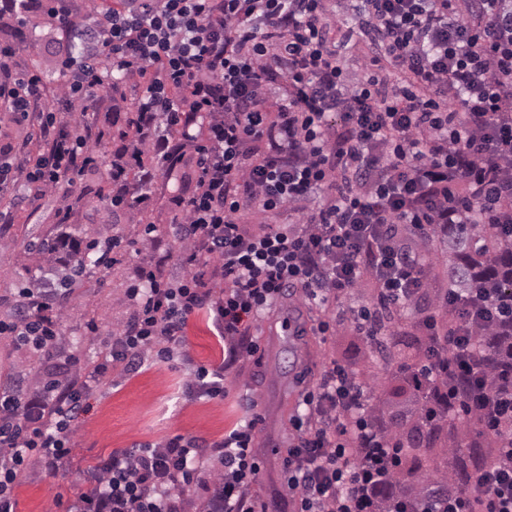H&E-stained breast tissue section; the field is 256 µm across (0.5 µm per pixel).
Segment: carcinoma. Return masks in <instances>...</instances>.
<instances>
[{
	"mask_svg": "<svg viewBox=\"0 0 512 512\" xmlns=\"http://www.w3.org/2000/svg\"><path fill=\"white\" fill-rule=\"evenodd\" d=\"M434 236L433 241L424 240V245L434 242L448 253V287L459 292L476 287L492 288L512 296V236L498 232L492 224H438ZM375 325L380 342L388 350L385 362L398 367L395 379L400 381V386L396 391H413L406 372L425 354L424 344L411 336L397 350L388 345L394 315L385 305L377 311ZM478 342L489 380L495 385L502 368L512 369V319L506 318L487 329L478 337ZM387 416L381 432L403 449L404 456L402 469L381 492L385 507L394 498L407 499L417 505L429 495L444 496L458 490L470 476L468 463L477 458L478 449L485 443L492 444L474 429L475 418L460 410L446 409L436 422H429L417 398L414 408L402 413L389 411ZM458 417L466 422L462 440L449 449L442 448L443 455L452 456V468L431 467L448 421Z\"/></svg>",
	"mask_w": 512,
	"mask_h": 512,
	"instance_id": "obj_1",
	"label": "carcinoma"
}]
</instances>
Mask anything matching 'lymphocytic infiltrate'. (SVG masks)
<instances>
[{
	"mask_svg": "<svg viewBox=\"0 0 512 512\" xmlns=\"http://www.w3.org/2000/svg\"><path fill=\"white\" fill-rule=\"evenodd\" d=\"M113 0L93 13L92 39L61 62L62 93L80 103L108 77L133 81L134 128L112 156V194L148 205L144 156L167 169L196 155L192 193L175 198L179 277L167 256L142 262L125 296L129 321L97 359L73 362L29 397L0 388V512H16L14 488L29 463L48 476L69 471L76 422L94 387L147 361H174L190 316L203 312L224 346L221 363L196 366L194 397L224 398V374L255 355L259 321L295 296L321 312L352 317L375 333L371 313L342 301L371 275L387 304L418 306L430 340L423 389L447 380L436 406L465 404L496 439L495 460L429 512H512V373L490 386L473 345L512 298L488 288L447 291L429 303L415 225L512 228V0ZM368 43L361 73L337 49ZM0 47V101L19 121L38 119L41 151L0 148V194L26 181L35 195L83 174L94 126L70 133L36 113L35 74L11 69ZM339 123H332V116ZM288 223H278L281 212ZM57 349L60 314L44 292L24 289L0 334ZM368 387L329 360L305 390L283 460L293 512H385L377 490L398 469L392 440L376 429ZM241 423L217 440L176 434L113 451L84 471L94 484L78 512H190L201 471L214 478L217 512H277L251 493L261 473L260 417L250 389Z\"/></svg>",
	"mask_w": 512,
	"mask_h": 512,
	"instance_id": "f902f5d3",
	"label": "lymphocytic infiltrate"
}]
</instances>
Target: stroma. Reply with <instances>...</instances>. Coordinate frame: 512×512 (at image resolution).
<instances>
[{"mask_svg": "<svg viewBox=\"0 0 512 512\" xmlns=\"http://www.w3.org/2000/svg\"><path fill=\"white\" fill-rule=\"evenodd\" d=\"M0 45L13 48L12 67L16 73L46 77L39 107L54 113L57 127L74 130L85 115L104 134L103 139L88 142L85 151L95 157L96 164L76 181L61 180L32 204L24 201L29 186L23 181L0 197V210H11L14 216L13 224L0 229V319L14 315L20 286L36 287L41 278L46 259L29 251L28 242L55 236L65 227L87 241L116 236L122 239V248L106 273L78 281L68 295L59 298L61 339L55 355L17 344L13 337L0 334V383L8 382L26 391L47 378L54 367L62 366L65 358H93L111 334L126 324L131 308L124 290L137 265L148 257L142 242L151 232L164 247H172L167 236L175 215L170 200L192 188L195 158L192 152H185L170 173L157 174L149 207H113L110 172L118 146L114 134L125 129L132 110V82L120 83L107 95L87 101L84 108L72 106L54 81L66 54V35L37 8L31 10L26 23H0ZM319 319L318 313L290 299L279 313L260 322L259 352L227 372L224 383L228 395L221 400L185 397L182 387L189 373L178 363L146 365L94 389L88 398V414L75 426V463L91 467L113 450L174 434L220 438L243 418L245 411L238 394L247 387L255 396L261 416L255 442L263 467L253 491L266 499L276 496L281 489L290 420L301 393L319 381L325 362L336 359L366 382L373 407L385 401V385L396 372L395 365L384 364L374 341L360 334L354 325L337 324L323 336L317 331ZM92 322L98 326L94 334L87 330ZM185 351L198 364L221 358L222 347L205 315L191 319ZM88 489L78 474L48 477L32 466L14 491L17 512H68L74 499Z\"/></svg>", "mask_w": 512, "mask_h": 512, "instance_id": "1", "label": "stroma"}]
</instances>
